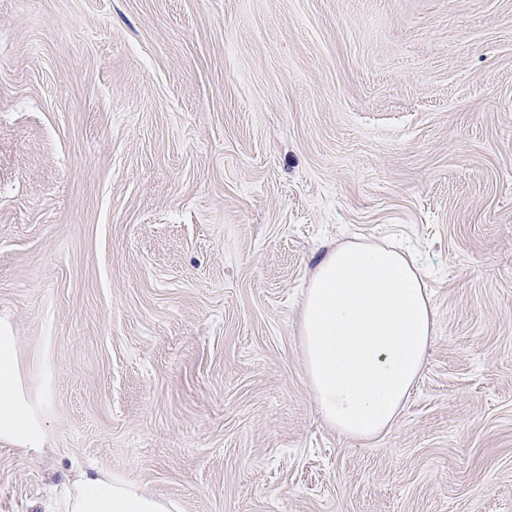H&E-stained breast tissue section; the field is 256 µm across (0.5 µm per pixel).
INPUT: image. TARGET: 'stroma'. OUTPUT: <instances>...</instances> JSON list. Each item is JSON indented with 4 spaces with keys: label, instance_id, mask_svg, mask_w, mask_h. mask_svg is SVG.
<instances>
[{
    "label": "stroma",
    "instance_id": "35a3bbf8",
    "mask_svg": "<svg viewBox=\"0 0 512 512\" xmlns=\"http://www.w3.org/2000/svg\"><path fill=\"white\" fill-rule=\"evenodd\" d=\"M410 244L436 333L397 426L330 427L300 311ZM0 325L49 446L182 512H512V0H0Z\"/></svg>",
    "mask_w": 512,
    "mask_h": 512
}]
</instances>
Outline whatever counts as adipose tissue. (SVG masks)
<instances>
[{
	"label": "adipose tissue",
	"instance_id": "1",
	"mask_svg": "<svg viewBox=\"0 0 512 512\" xmlns=\"http://www.w3.org/2000/svg\"><path fill=\"white\" fill-rule=\"evenodd\" d=\"M312 395L344 436L373 439L396 425L436 331V310L413 259L383 245L345 243L316 264L300 312ZM15 341L0 328V440L47 446L45 422L25 397ZM123 478L92 473L76 483L70 512H175Z\"/></svg>",
	"mask_w": 512,
	"mask_h": 512
}]
</instances>
